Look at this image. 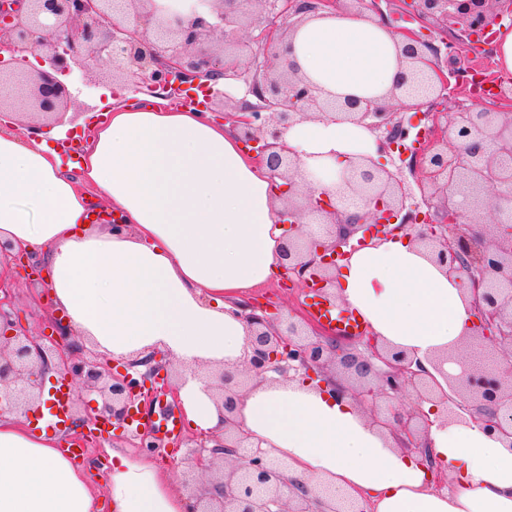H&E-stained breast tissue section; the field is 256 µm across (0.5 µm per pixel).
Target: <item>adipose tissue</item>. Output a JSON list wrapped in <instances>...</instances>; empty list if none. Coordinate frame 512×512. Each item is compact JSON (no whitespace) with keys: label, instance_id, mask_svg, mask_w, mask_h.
I'll use <instances>...</instances> for the list:
<instances>
[{"label":"adipose tissue","instance_id":"ef3b65f1","mask_svg":"<svg viewBox=\"0 0 512 512\" xmlns=\"http://www.w3.org/2000/svg\"><path fill=\"white\" fill-rule=\"evenodd\" d=\"M400 38L380 18L342 8L305 19L282 64L324 96L384 99ZM301 171L343 168L375 155L376 137L346 121L303 120L285 134ZM124 212L122 232L88 224L90 197ZM282 204L266 167L235 131L195 107L113 100L72 170L19 124L0 128V240L46 268L68 316L67 334L129 361L163 350L185 370L178 395L188 424L223 437L212 390L217 370L238 371L249 336L242 296L281 272ZM335 292L388 346L420 360L460 345L472 297L416 241L389 239L340 261ZM426 444L446 483L435 488L417 454L399 448L354 400L302 379L254 381L236 421L253 445L287 462V499L327 512L321 484L367 512H512V448L449 405L426 402ZM95 490L89 467L55 438L0 415V512H187L188 495L147 457L111 452Z\"/></svg>","mask_w":512,"mask_h":512}]
</instances>
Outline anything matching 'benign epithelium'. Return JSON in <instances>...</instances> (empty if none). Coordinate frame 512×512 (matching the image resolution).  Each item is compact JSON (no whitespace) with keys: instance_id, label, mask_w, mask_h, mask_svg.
Masks as SVG:
<instances>
[{"instance_id":"1","label":"benign epithelium","mask_w":512,"mask_h":512,"mask_svg":"<svg viewBox=\"0 0 512 512\" xmlns=\"http://www.w3.org/2000/svg\"><path fill=\"white\" fill-rule=\"evenodd\" d=\"M355 0H195L192 18L162 12L154 0H0V112L21 111L36 135L48 126L69 122L71 105L60 77L78 70L91 76L105 67L132 79L150 96L176 101L187 87L203 88L209 104L227 99L219 80H242L258 100L233 113L234 127L253 158L272 181H282L283 216L291 233L282 245L285 274L303 288H317L330 308L339 304L331 293L336 261L349 257L373 239L402 233L418 241L448 273L460 274L471 286L476 322L455 355L473 357L491 351L493 368L477 363L461 377L442 370L450 353L433 356L429 371L403 351L387 348L366 334L358 343L324 340L291 318L284 327L260 305L241 307L250 334L237 374L220 372L215 385L224 406V438H199L186 459L189 512H307L301 502L285 501L284 467L257 448L238 453L244 438L231 430L239 392L269 372L284 379H310L334 372L345 381L336 388L369 413L376 425L398 436L403 448L426 455L430 420L420 403L454 400L453 417L483 412L485 430L512 447V112L496 108L455 112L441 125L442 112L430 105L443 98L447 75L438 62L440 50L415 30L403 31L399 75L381 105L370 98L348 97L341 103L317 95L298 69L280 64L278 46L305 17ZM512 0H413L419 18L458 21L464 35L478 36L501 25ZM259 31L256 50L246 53L225 44L228 30ZM39 66L25 68L27 55ZM428 121L425 137L414 152L416 187L401 177L393 158L394 144L408 138L412 119ZM362 124L377 134L378 158H348L340 178L366 201L360 215L347 216L325 192L315 194L300 173L298 154L283 137L306 119ZM420 193L430 216L414 214L409 201ZM310 217L323 226L319 234L303 231ZM28 275V258L0 242ZM51 346L33 339L6 315L0 316V413L36 415L46 379L83 389L102 399L101 414L81 419L68 413V430L98 423L130 427L135 411L145 412L156 393L173 389V377L161 352L154 351L113 373L101 360L74 361L62 343ZM144 366L141 372L138 367ZM412 391L414 406L375 414L379 398L393 399ZM139 448H159L161 438L135 428Z\"/></svg>"}]
</instances>
